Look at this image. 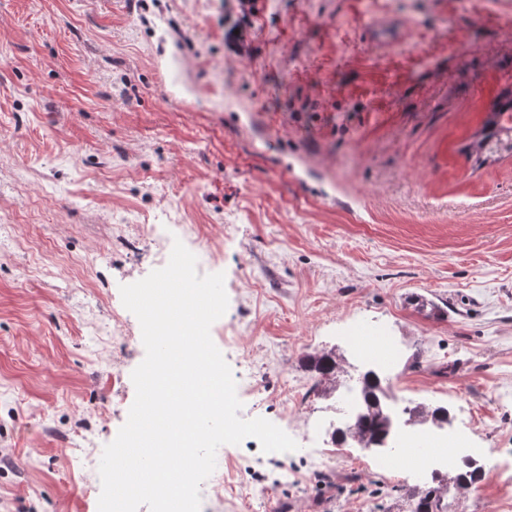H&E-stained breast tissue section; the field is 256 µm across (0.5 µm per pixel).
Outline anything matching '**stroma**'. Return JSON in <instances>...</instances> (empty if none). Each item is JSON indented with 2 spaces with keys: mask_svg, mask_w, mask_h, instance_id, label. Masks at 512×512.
<instances>
[{
  "mask_svg": "<svg viewBox=\"0 0 512 512\" xmlns=\"http://www.w3.org/2000/svg\"><path fill=\"white\" fill-rule=\"evenodd\" d=\"M510 97L512 0H0V512H98L145 357L119 287L177 239L225 275L241 418L309 434L221 446L201 512H409L410 480L333 450L353 326L398 344L392 403L488 449L447 512H512V157L466 150ZM407 27L404 23L382 15H376L369 22L371 42L378 47L389 48L404 40ZM303 363L309 371L315 374L317 377L316 386L324 392L335 388L340 373H344L340 360L333 350L307 354Z\"/></svg>",
  "mask_w": 512,
  "mask_h": 512,
  "instance_id": "35a3bbf8",
  "label": "stroma"
}]
</instances>
